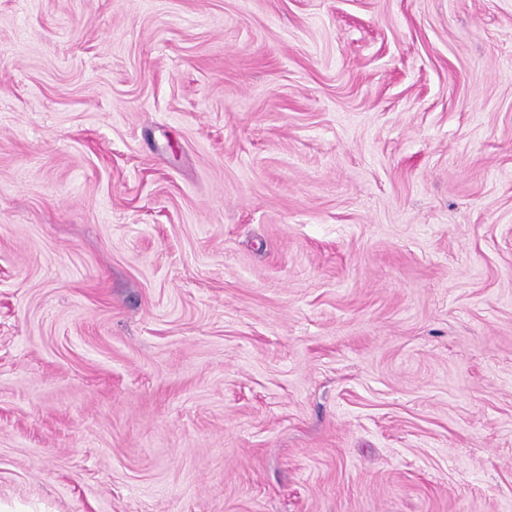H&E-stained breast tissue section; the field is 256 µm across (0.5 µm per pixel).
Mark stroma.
<instances>
[{
    "instance_id": "35a3bbf8",
    "label": "stroma",
    "mask_w": 512,
    "mask_h": 512,
    "mask_svg": "<svg viewBox=\"0 0 512 512\" xmlns=\"http://www.w3.org/2000/svg\"><path fill=\"white\" fill-rule=\"evenodd\" d=\"M0 512H512V0H0Z\"/></svg>"
}]
</instances>
